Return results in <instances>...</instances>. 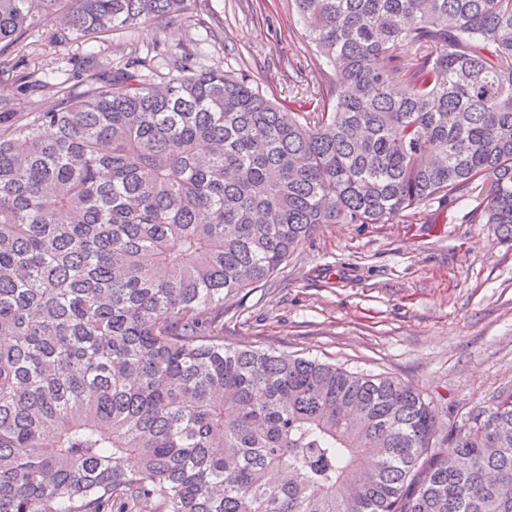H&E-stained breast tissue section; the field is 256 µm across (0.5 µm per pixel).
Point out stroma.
<instances>
[{
	"instance_id": "1",
	"label": "stroma",
	"mask_w": 512,
	"mask_h": 512,
	"mask_svg": "<svg viewBox=\"0 0 512 512\" xmlns=\"http://www.w3.org/2000/svg\"><path fill=\"white\" fill-rule=\"evenodd\" d=\"M203 25L217 36L207 65L243 70L271 100L324 83L292 0H184L181 21L88 40L47 25L32 35V62L68 70L158 39L179 54ZM224 343L411 385L438 413L435 450L451 452L472 413L512 395V244L497 242L471 199H435L387 224L320 225L272 280L229 302Z\"/></svg>"
}]
</instances>
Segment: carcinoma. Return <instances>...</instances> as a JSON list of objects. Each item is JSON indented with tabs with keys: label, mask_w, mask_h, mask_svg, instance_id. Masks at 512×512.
Listing matches in <instances>:
<instances>
[{
	"label": "carcinoma",
	"mask_w": 512,
	"mask_h": 512,
	"mask_svg": "<svg viewBox=\"0 0 512 512\" xmlns=\"http://www.w3.org/2000/svg\"><path fill=\"white\" fill-rule=\"evenodd\" d=\"M181 2L0 0V512H512V396L444 456L419 390L224 345L322 224L475 190L512 243V0H293L334 99L159 41L10 65Z\"/></svg>",
	"instance_id": "cac0c4a2"
}]
</instances>
